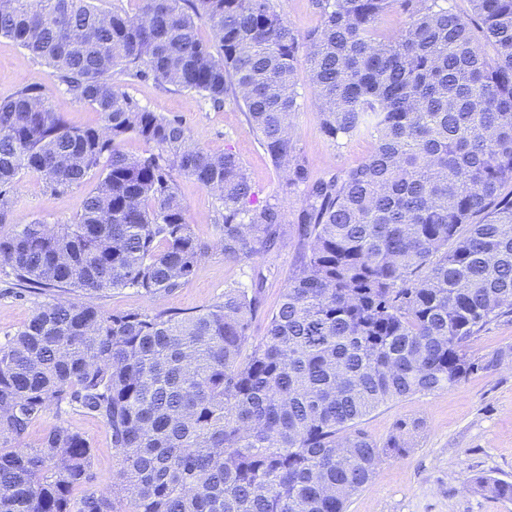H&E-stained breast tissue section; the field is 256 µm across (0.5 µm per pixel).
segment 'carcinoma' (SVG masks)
Listing matches in <instances>:
<instances>
[{"label": "carcinoma", "mask_w": 512, "mask_h": 512, "mask_svg": "<svg viewBox=\"0 0 512 512\" xmlns=\"http://www.w3.org/2000/svg\"><path fill=\"white\" fill-rule=\"evenodd\" d=\"M130 16L91 0H6L0 36L55 71L99 112L72 128L52 90L0 102V224L19 175L53 193L97 183L69 224L37 219L0 236V265L51 292L0 344V512H345L382 456L359 422L391 401L448 389L499 365L469 353L512 314V0H316L300 33L275 0H139ZM403 17L379 33L381 15ZM209 26L219 52L199 34ZM328 138L376 137L342 175L309 182L289 123L299 64ZM153 79L215 107L242 103L288 182L304 186L295 270L255 343L264 276L196 313L103 314L77 294L132 288L155 299L184 286L211 245L188 224L174 173L215 193L224 260L275 248L280 204L255 201L230 150L120 91L111 73ZM152 145L132 157L129 135ZM107 429L116 482L84 491L90 442L67 410ZM512 501V482L476 478Z\"/></svg>", "instance_id": "carcinoma-1"}]
</instances>
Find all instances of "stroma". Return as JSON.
Wrapping results in <instances>:
<instances>
[{
	"instance_id": "1",
	"label": "stroma",
	"mask_w": 512,
	"mask_h": 512,
	"mask_svg": "<svg viewBox=\"0 0 512 512\" xmlns=\"http://www.w3.org/2000/svg\"><path fill=\"white\" fill-rule=\"evenodd\" d=\"M53 80L50 67L30 59L14 40L0 36V101L11 98L20 86H48ZM115 82L141 106L181 120L194 144L215 153L232 149L246 168L258 200L281 204L286 234L276 249L241 263L225 261L220 250H211L189 281L161 303L128 288L83 293L80 301L106 314H152L164 307L197 311L219 300L226 287L249 283L254 270L259 269L266 277L263 304L250 334L261 340L267 316L278 305L297 260L295 229L303 206L301 189L289 186L287 173L273 165L234 100H226L223 108L216 109L200 96L150 79L132 82L119 76ZM298 93L292 135L309 180L342 173L374 151L376 140L372 137L335 141L326 137L307 79H299ZM176 184L189 224L201 238L217 241L221 230L216 197L185 175L177 176ZM89 190L85 184L55 194L36 175L23 173L15 194L14 215L26 221L37 218L49 225L67 224L81 212ZM44 301V295L19 289L0 266V342L20 329ZM418 419L424 427L407 432L408 453L383 459L371 482L348 500L346 512H512V502L494 499L472 483L476 476L512 481V362L470 375L448 389L382 405L363 418L360 427L382 444L396 434L400 423ZM57 421L83 434L92 445L88 489L109 488L118 464L110 436L97 420L69 410L60 417L36 421L29 430V440L42 437Z\"/></svg>"
}]
</instances>
